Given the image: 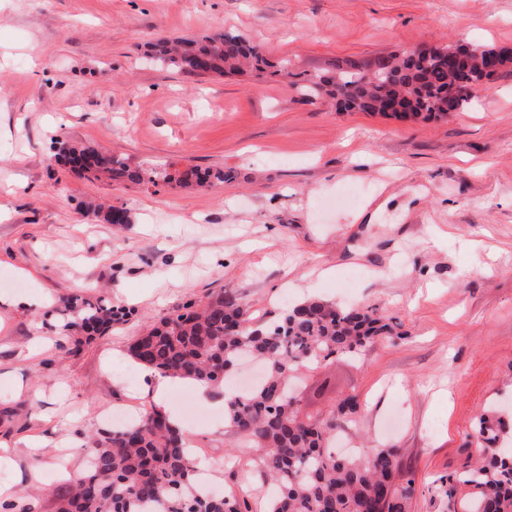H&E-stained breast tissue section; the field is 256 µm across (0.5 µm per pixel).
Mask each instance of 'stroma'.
I'll list each match as a JSON object with an SVG mask.
<instances>
[{
	"mask_svg": "<svg viewBox=\"0 0 512 512\" xmlns=\"http://www.w3.org/2000/svg\"><path fill=\"white\" fill-rule=\"evenodd\" d=\"M233 32L270 62L321 72L426 44L512 52V0H0V483L49 487L54 512L105 412L149 405L128 345L217 291L256 316L316 296L369 307L399 336L307 374L303 412L340 396L344 432L396 445L410 512H469L438 493L475 457L479 418H512V66L450 118L415 123L308 100L288 79L193 75L149 62L160 38ZM129 164L224 182L132 184L65 169L54 140ZM129 209L125 226L88 214ZM86 290L129 309L79 353L42 328L48 302ZM183 382L169 394L195 459L229 492L239 438Z\"/></svg>",
	"mask_w": 512,
	"mask_h": 512,
	"instance_id": "1",
	"label": "stroma"
}]
</instances>
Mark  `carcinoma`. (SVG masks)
I'll list each match as a JSON object with an SVG mask.
<instances>
[{
  "label": "carcinoma",
  "mask_w": 512,
  "mask_h": 512,
  "mask_svg": "<svg viewBox=\"0 0 512 512\" xmlns=\"http://www.w3.org/2000/svg\"><path fill=\"white\" fill-rule=\"evenodd\" d=\"M444 50L430 57L380 56L329 76L295 73L283 59L271 75L291 79L304 97L329 98L345 111L399 119L401 113L387 112L399 106L425 122L448 116V99H456L461 110L477 87H488L495 78L485 71L488 60L496 59L500 71L512 64L507 51L472 45L450 67L448 54L457 47ZM150 58L188 73L197 72L201 63L206 74H232L247 65L261 72L269 67L260 45L233 33L174 43L159 40L150 44ZM51 150V160L73 170L136 184L153 181L151 170L90 145L56 140ZM211 178L222 182L224 172L187 170L175 181ZM101 215L109 224L132 223L126 208L109 207ZM50 315L54 322L49 328L63 335L59 346L77 353L128 311L101 295H76L62 298ZM396 328L372 308L340 307L319 298L305 299L277 320L265 321L221 290L205 304L190 302L163 317L128 346L127 354L162 375L214 388L224 387L227 370L239 358L250 355L265 362L261 384L233 394L224 408V425L245 440L247 466L274 489L263 512H409L415 479L404 469L399 449L384 446L336 455V432L359 411L357 395L344 396L328 415L311 420L301 415L292 389L305 373L320 371L341 356L354 358L366 344L394 335ZM504 432L505 423L481 418L483 461L440 479L439 490L450 499L460 484L474 489L469 512H512V442ZM185 437L156 408L132 427H112L89 437L91 455L82 476L57 498L56 512H254L245 477L222 497L201 491Z\"/></svg>",
  "instance_id": "obj_1"
}]
</instances>
